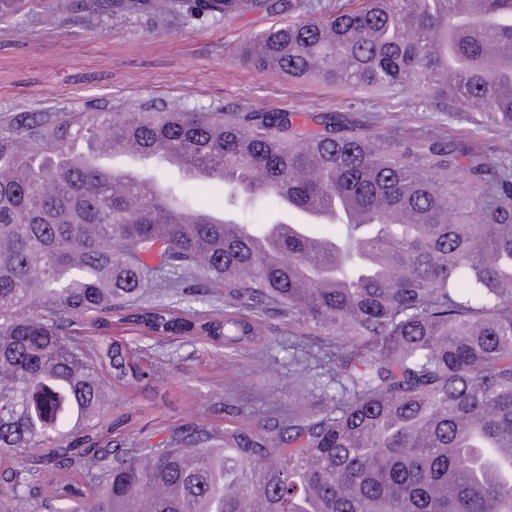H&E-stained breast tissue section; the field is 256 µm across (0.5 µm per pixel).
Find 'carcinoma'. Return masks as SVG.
I'll return each mask as SVG.
<instances>
[{"label":"carcinoma","instance_id":"carcinoma-1","mask_svg":"<svg viewBox=\"0 0 512 512\" xmlns=\"http://www.w3.org/2000/svg\"><path fill=\"white\" fill-rule=\"evenodd\" d=\"M301 0H81L91 17L221 20ZM512 0H366L270 28L244 65L419 88L512 129ZM22 114L0 137V512H512V164L455 138L385 142L337 113ZM78 141L180 160L181 181L75 159ZM224 171V222L185 195ZM468 183L458 192L448 171ZM271 200L366 221L245 224ZM224 301L156 303L150 292ZM288 315L300 393L256 429L184 422L156 443L109 416L158 375L154 342H274ZM319 393L311 414L304 394Z\"/></svg>","mask_w":512,"mask_h":512}]
</instances>
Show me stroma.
Wrapping results in <instances>:
<instances>
[{"label": "stroma", "mask_w": 512, "mask_h": 512, "mask_svg": "<svg viewBox=\"0 0 512 512\" xmlns=\"http://www.w3.org/2000/svg\"><path fill=\"white\" fill-rule=\"evenodd\" d=\"M56 0H28L18 17L0 23V134L21 113L134 112L175 104L197 112L244 108L343 112L369 120L372 133L399 143L424 131L468 139L495 158L512 161V129L475 126L454 110L427 103L414 87L358 89L319 79L293 80L235 60L244 40L280 24L250 12L235 19L155 24L142 16L92 19L79 6L44 20ZM274 343L264 354H229L198 341L165 342L158 379L120 390L118 408L136 427L162 432L186 421L221 420V407L256 421L292 407L288 317L268 310Z\"/></svg>", "instance_id": "stroma-1"}]
</instances>
